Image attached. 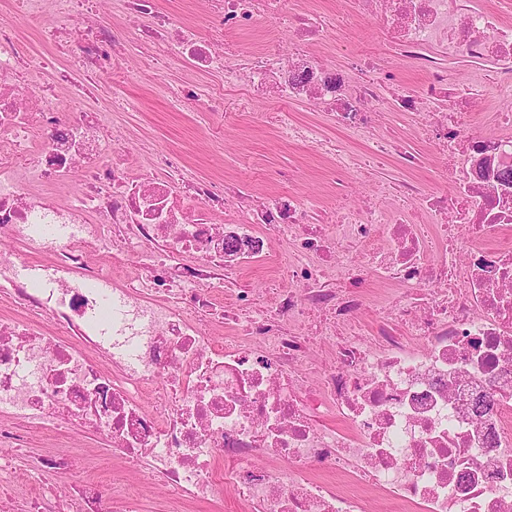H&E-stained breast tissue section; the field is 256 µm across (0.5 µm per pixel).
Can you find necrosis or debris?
Instances as JSON below:
<instances>
[{
  "instance_id": "4bbe7bcc",
  "label": "necrosis or debris",
  "mask_w": 512,
  "mask_h": 512,
  "mask_svg": "<svg viewBox=\"0 0 512 512\" xmlns=\"http://www.w3.org/2000/svg\"><path fill=\"white\" fill-rule=\"evenodd\" d=\"M45 2L14 0L0 21V415L108 439L178 512L225 485L245 512H371L377 497L512 512V247L488 241L512 232V23L475 0H355L384 51L339 68L315 50L335 16L297 0H208L206 38L154 0H118L147 16L132 28L97 21L98 0ZM22 27L51 46L68 31L76 49L60 69L26 56ZM135 55L221 75L252 121L324 158L333 216L300 194L184 179L165 152L144 166L87 103L104 73L123 101ZM453 58L479 69L449 83ZM407 63L421 86L396 83ZM265 94L273 111H252ZM488 95L505 106L480 130ZM298 102L336 136L293 120ZM383 110L417 117L438 188L380 182L353 206L343 185L366 166L417 163L378 133ZM256 265L273 270L260 293L238 284ZM224 327L235 341H216ZM27 481L28 512H138L135 490L104 491L63 450L32 457Z\"/></svg>"
}]
</instances>
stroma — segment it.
<instances>
[{
    "label": "stroma",
    "mask_w": 512,
    "mask_h": 512,
    "mask_svg": "<svg viewBox=\"0 0 512 512\" xmlns=\"http://www.w3.org/2000/svg\"><path fill=\"white\" fill-rule=\"evenodd\" d=\"M300 6L308 12L351 14L350 27L321 47L336 66L345 63L343 48L381 51L375 21L358 14L353 0H301ZM183 77V71L171 66L156 68L146 77L136 76L128 84L127 93L141 100V109L108 110L110 127L129 148L147 162L152 160L155 149L173 150L185 160L191 174L234 179L257 193L287 189L283 174L292 168L299 173L297 187L315 205L326 204L331 194L327 175L320 158L310 150L282 141L271 129L254 125L246 117L228 127L212 118L205 98L216 82L213 75L200 72L189 76L200 90V99L183 111H171L160 87ZM64 440L84 466L87 478L108 489L129 480L123 464L113 459L107 442L99 436L76 432Z\"/></svg>",
    "instance_id": "35a3bbf8"
}]
</instances>
